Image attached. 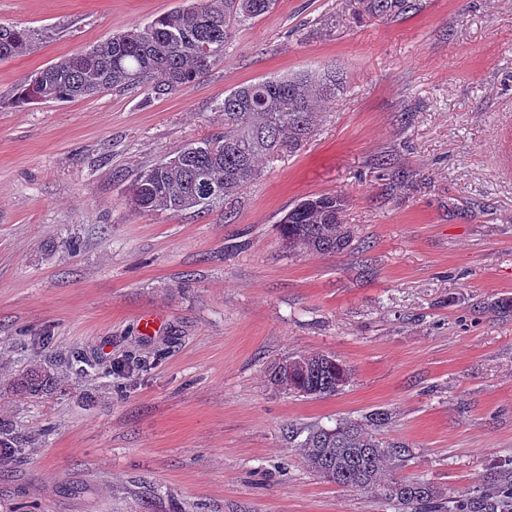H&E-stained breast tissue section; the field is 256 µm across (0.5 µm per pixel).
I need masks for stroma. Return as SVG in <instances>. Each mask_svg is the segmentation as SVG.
Listing matches in <instances>:
<instances>
[{
  "mask_svg": "<svg viewBox=\"0 0 512 512\" xmlns=\"http://www.w3.org/2000/svg\"><path fill=\"white\" fill-rule=\"evenodd\" d=\"M187 0H0V24L49 28L0 62V420L26 453L0 461V512H404L317 477L288 438L388 411L399 470L454 499L512 460V0H276L223 61L143 103L108 91L16 105L58 58ZM338 71L343 87L295 150L231 206L140 214L135 175L224 132L242 84ZM345 197L347 248L293 254L276 224L300 199ZM81 246L70 252L68 242ZM161 353L127 378H83ZM353 371L342 394L270 380L300 353ZM55 357L56 382H16ZM368 10L379 16H391L405 14L415 9V4L410 0H368Z\"/></svg>",
  "mask_w": 512,
  "mask_h": 512,
  "instance_id": "35a3bbf8",
  "label": "stroma"
}]
</instances>
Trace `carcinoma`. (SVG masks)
<instances>
[{"label": "carcinoma", "mask_w": 512, "mask_h": 512, "mask_svg": "<svg viewBox=\"0 0 512 512\" xmlns=\"http://www.w3.org/2000/svg\"><path fill=\"white\" fill-rule=\"evenodd\" d=\"M275 0H194L155 18L143 28H131L42 68L21 83L15 104L74 102L119 89L135 90L149 100L181 92L224 58V47L237 25L267 14ZM412 0H368L369 12L379 16L405 14ZM53 36L49 28L0 24V61L32 52ZM210 44L212 54L200 57L194 44ZM339 79L327 72L263 79L224 94L221 108L235 128L208 142L190 144L173 157L140 171L129 187L140 212L203 213L229 202L260 175L258 162L280 147L295 149L315 127L317 103L334 97ZM345 200L338 194L309 197L295 204L279 221L280 237L288 252L336 254L349 243L342 224ZM76 373H102L100 363L79 352ZM352 369L332 353L296 355L271 372V379L298 397L334 396L349 383ZM54 376L35 364L17 385L33 394L52 384ZM388 420L377 410L362 419H344L327 428L312 425L297 447L309 468L328 483L347 489H367L396 501L409 512H512V465L499 466L478 485L468 503L450 501L434 484L399 479L390 474L414 458L403 442L384 441L375 429Z\"/></svg>", "instance_id": "carcinoma-1"}]
</instances>
